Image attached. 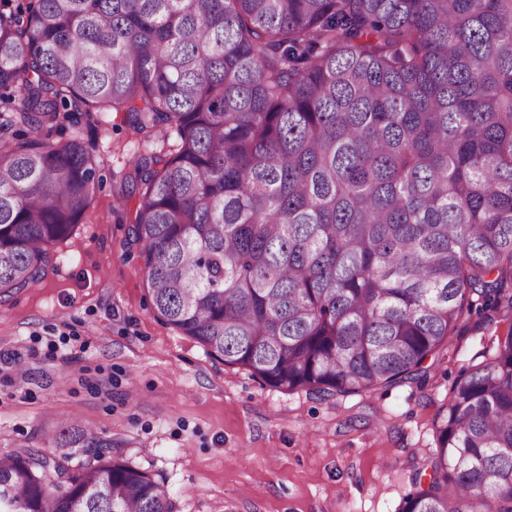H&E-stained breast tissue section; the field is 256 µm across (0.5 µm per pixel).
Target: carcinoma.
<instances>
[{
    "label": "carcinoma",
    "mask_w": 512,
    "mask_h": 512,
    "mask_svg": "<svg viewBox=\"0 0 512 512\" xmlns=\"http://www.w3.org/2000/svg\"><path fill=\"white\" fill-rule=\"evenodd\" d=\"M122 112L156 315L267 385L427 376L512 317V0H0V294L38 282L98 179L67 127ZM0 458V512H176L67 427ZM402 512H512V327L451 389ZM454 485V499L444 487Z\"/></svg>",
    "instance_id": "carcinoma-1"
}]
</instances>
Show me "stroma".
<instances>
[{"label": "stroma", "mask_w": 512, "mask_h": 512, "mask_svg": "<svg viewBox=\"0 0 512 512\" xmlns=\"http://www.w3.org/2000/svg\"><path fill=\"white\" fill-rule=\"evenodd\" d=\"M101 184L36 284L0 298V456L56 452L68 425L165 482L179 512H400L436 446L455 382L511 325L464 328L406 383L320 398L211 358L155 314L121 184L140 135L96 130ZM22 369H15V362Z\"/></svg>", "instance_id": "obj_1"}]
</instances>
